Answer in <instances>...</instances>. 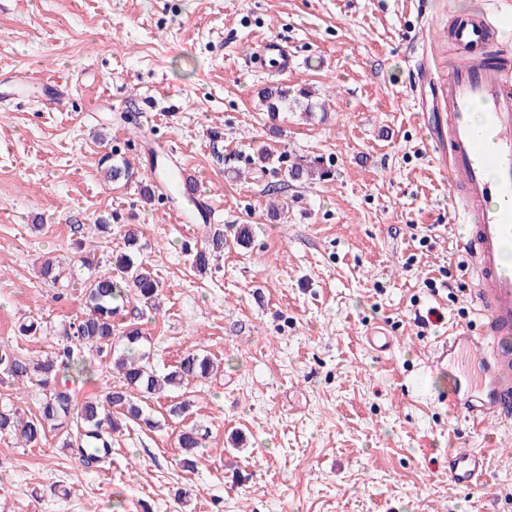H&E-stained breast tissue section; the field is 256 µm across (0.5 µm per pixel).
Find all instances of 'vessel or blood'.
I'll return each instance as SVG.
<instances>
[{
	"instance_id": "1",
	"label": "vessel or blood",
	"mask_w": 512,
	"mask_h": 512,
	"mask_svg": "<svg viewBox=\"0 0 512 512\" xmlns=\"http://www.w3.org/2000/svg\"><path fill=\"white\" fill-rule=\"evenodd\" d=\"M504 18L492 9L456 19L450 35L469 60L448 75L442 94L436 143L448 161V193L460 225L459 245L474 275L472 297L482 320V333L460 332L443 342L434 366L444 369L455 359L475 365L478 380L453 377L449 410L472 420L476 429L512 424V267L503 256L512 249V57L485 56L492 31ZM258 62L285 72L294 56L281 41L262 39ZM481 108L480 124L471 113ZM180 195L168 196L169 209L183 224H214L216 209L197 190L183 169ZM487 457L477 448L451 449L448 478L462 488L487 481Z\"/></svg>"
}]
</instances>
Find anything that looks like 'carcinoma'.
<instances>
[{"mask_svg": "<svg viewBox=\"0 0 512 512\" xmlns=\"http://www.w3.org/2000/svg\"><path fill=\"white\" fill-rule=\"evenodd\" d=\"M266 112L274 114L280 108H300L309 118L317 104H303L292 96L286 85L268 88L262 93ZM279 163L277 172L285 179H311L318 175L330 176L326 169L308 167L300 162L285 163V156L274 157L267 151L256 153L253 163L266 169ZM104 178L108 181H129L133 173L126 159H116L107 154L101 159ZM141 231L135 227L124 230V250L115 256L112 267L97 276L85 288L86 302L90 313L87 317L68 324L62 331L63 343L51 356L41 359L27 358L11 347H0V374L23 385L37 386L44 391V399L38 413L28 418L17 412L0 407V434H9L28 447L42 443L49 430H66L64 446L75 448L87 459L100 457L99 449L107 448L112 434L120 432L127 422L141 421L149 428H157L158 422L143 417V409L132 400L131 392L141 391L154 394L162 386L178 387L194 379L208 377L213 369L211 359L199 353H190L182 358L174 370L164 377H158L149 362V355L138 346L144 339L140 328L118 320L121 310L129 297L133 296L145 306L155 301L159 289L158 277L145 263L135 258L140 248ZM226 236L223 228L214 230L208 240L193 255L192 264L205 269L210 257L224 250ZM125 342L120 354H115L114 337ZM93 348L101 357L112 360V366L121 372L123 385L108 392L104 400H89L82 404L74 401L72 393L60 378L67 374H87L86 365L80 354L85 348ZM180 447L187 452L202 447V436L193 427L180 430Z\"/></svg>", "mask_w": 512, "mask_h": 512, "instance_id": "carcinoma-1", "label": "carcinoma"}]
</instances>
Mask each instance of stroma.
Segmentation results:
<instances>
[{"label": "stroma", "mask_w": 512, "mask_h": 512, "mask_svg": "<svg viewBox=\"0 0 512 512\" xmlns=\"http://www.w3.org/2000/svg\"><path fill=\"white\" fill-rule=\"evenodd\" d=\"M486 0H0V346L40 358L87 311L74 225L108 218V263L129 225L155 270L159 306L130 301L157 373L190 353L210 377L143 400L151 430L127 424L93 465L64 435L37 447L0 435V512H512V428L475 432L449 412L433 368L455 330L481 333L467 254L435 142L440 90L458 52L453 16ZM277 36L294 54L281 75L246 65ZM432 83L419 84L420 67ZM313 91L326 112L269 116L263 89ZM165 138L169 152L151 150ZM330 170L284 181L250 167L257 148ZM120 149L135 175L106 182ZM180 154L224 223L248 224L192 266L208 227L180 224L142 189ZM287 212L271 217L272 200ZM55 259L61 277L43 279ZM37 320V337L20 323ZM394 336L371 351L368 334ZM75 401L122 381L96 351ZM183 401V422L168 418ZM204 437L183 464L182 427ZM490 460L483 486L448 479V450Z\"/></svg>", "instance_id": "1"}]
</instances>
